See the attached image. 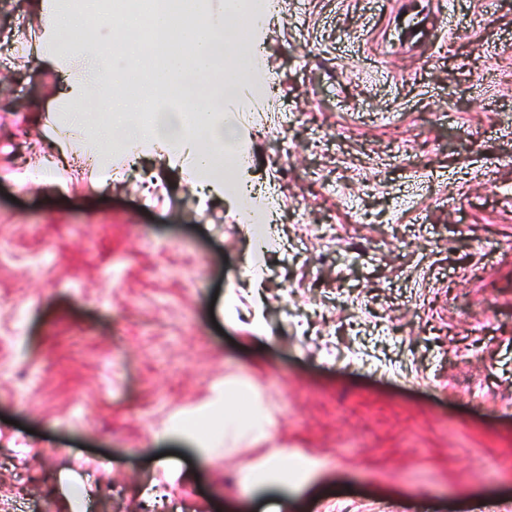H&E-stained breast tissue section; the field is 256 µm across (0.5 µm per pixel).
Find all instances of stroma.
Here are the masks:
<instances>
[{
	"label": "stroma",
	"mask_w": 512,
	"mask_h": 512,
	"mask_svg": "<svg viewBox=\"0 0 512 512\" xmlns=\"http://www.w3.org/2000/svg\"><path fill=\"white\" fill-rule=\"evenodd\" d=\"M271 2L277 95L238 114L281 207L258 345L223 301L252 219L150 156L97 191L15 178L67 77L0 0V500L263 512L212 422L246 375L320 469L281 512H512V0Z\"/></svg>",
	"instance_id": "stroma-1"
}]
</instances>
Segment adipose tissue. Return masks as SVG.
I'll use <instances>...</instances> for the list:
<instances>
[{
  "label": "adipose tissue",
  "instance_id": "1",
  "mask_svg": "<svg viewBox=\"0 0 512 512\" xmlns=\"http://www.w3.org/2000/svg\"><path fill=\"white\" fill-rule=\"evenodd\" d=\"M30 5L45 19L33 40L36 55L69 76L54 105V120L63 134L53 141L57 157L50 161V169L69 171L72 179L89 182L94 188L107 187L122 178L120 169L112 164L111 147L116 144L124 159L158 156L164 164L178 168L202 197L223 198L224 181L209 174L208 158L220 149L245 150L246 142L235 116L224 115V99L207 80L213 66L225 58L245 56L243 47L225 36L221 15L209 13L203 25L187 30L185 39L191 45L188 60H175L146 83L144 93L162 108L151 119L143 120L137 116L136 100L119 90L121 80L111 52V19L105 16L101 28L90 34L76 29L82 10L105 15L104 0H83L78 8L64 0H30ZM67 27L74 29L75 35L66 41L62 31ZM186 62L192 66L194 86L183 92L180 110L165 109L171 94V74ZM101 109L111 112V120L92 121V111ZM188 112L199 113L198 125L185 123ZM222 423L226 451L243 443L264 449L257 462L242 468V486L263 495L272 490L282 493L311 479V461L287 449L270 447L274 408L249 383L225 381Z\"/></svg>",
  "mask_w": 512,
  "mask_h": 512
}]
</instances>
